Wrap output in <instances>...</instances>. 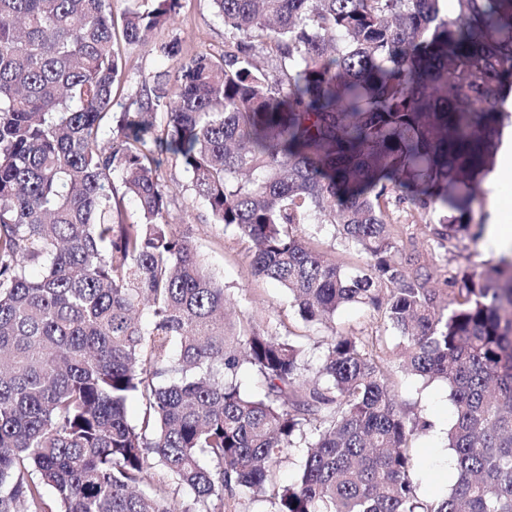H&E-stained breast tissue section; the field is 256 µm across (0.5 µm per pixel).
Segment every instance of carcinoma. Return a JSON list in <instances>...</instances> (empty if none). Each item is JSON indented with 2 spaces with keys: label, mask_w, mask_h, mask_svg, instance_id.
<instances>
[{
  "label": "carcinoma",
  "mask_w": 512,
  "mask_h": 512,
  "mask_svg": "<svg viewBox=\"0 0 512 512\" xmlns=\"http://www.w3.org/2000/svg\"><path fill=\"white\" fill-rule=\"evenodd\" d=\"M440 2L212 0L229 49L173 39L174 72L117 101L109 0H0V512H224L238 494L264 512H512V258L448 271V305L389 220L406 203L444 240L469 233L509 116L512 0ZM180 7L129 10L123 41ZM167 155L303 322L364 306L406 373L449 386L451 493H417L430 424L395 402L380 337L334 331L313 369L254 315L224 319V284L173 230ZM315 217L367 261L320 253L299 233Z\"/></svg>",
  "instance_id": "obj_1"
}]
</instances>
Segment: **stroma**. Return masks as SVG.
Listing matches in <instances>:
<instances>
[{
  "mask_svg": "<svg viewBox=\"0 0 512 512\" xmlns=\"http://www.w3.org/2000/svg\"><path fill=\"white\" fill-rule=\"evenodd\" d=\"M175 38L181 40L186 53L206 51L217 56L223 54L231 40L211 0H182L177 15L167 25L153 30L147 44H120L124 77L113 87L115 99L134 96L141 91L144 78L173 70L172 61L163 57L159 48ZM161 170L173 194L171 217L176 231L190 237L210 272L223 281L234 311H249L262 326L272 327L278 335L300 338L313 363L320 360L324 351L322 340L331 332L381 337L384 356L392 368L397 401L421 412L431 423L414 441L421 466L418 493L425 500L449 493L456 481V472L444 437L455 414L447 385L428 383L402 372L398 359L401 336L381 326L367 308L343 307L328 327L305 324L291 307L283 288L273 281L249 275L246 239L234 228L212 223L204 202L195 195L190 177L182 167L167 159ZM483 218V223L473 225L470 234L441 243L432 233L437 219L420 218L403 204L392 207L390 212L391 223L400 228L403 260L418 255L425 257L433 274L431 285L446 299L453 296L451 287L445 283L449 270L461 268L485 274L498 263L499 251L488 248L485 243V223L492 215L487 211Z\"/></svg>",
  "mask_w": 512,
  "mask_h": 512,
  "instance_id": "stroma-1",
  "label": "stroma"
}]
</instances>
